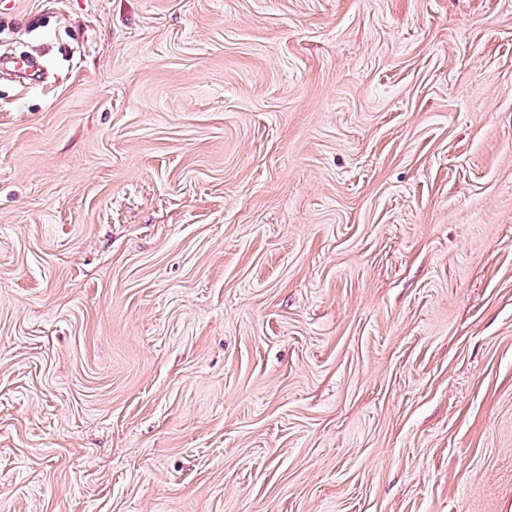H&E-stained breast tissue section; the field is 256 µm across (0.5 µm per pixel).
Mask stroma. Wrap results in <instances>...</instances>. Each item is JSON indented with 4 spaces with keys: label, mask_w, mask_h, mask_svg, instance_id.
Returning a JSON list of instances; mask_svg holds the SVG:
<instances>
[{
    "label": "stroma",
    "mask_w": 512,
    "mask_h": 512,
    "mask_svg": "<svg viewBox=\"0 0 512 512\" xmlns=\"http://www.w3.org/2000/svg\"><path fill=\"white\" fill-rule=\"evenodd\" d=\"M0 512H512V0H0Z\"/></svg>",
    "instance_id": "obj_1"
}]
</instances>
